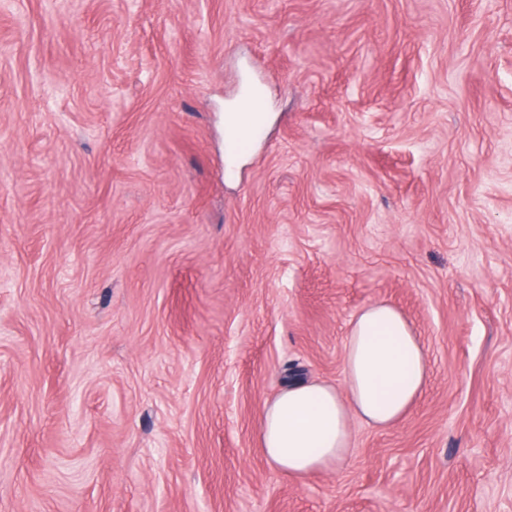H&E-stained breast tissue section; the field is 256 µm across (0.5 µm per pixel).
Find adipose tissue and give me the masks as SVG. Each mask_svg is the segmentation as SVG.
Listing matches in <instances>:
<instances>
[{"instance_id": "adipose-tissue-1", "label": "adipose tissue", "mask_w": 512, "mask_h": 512, "mask_svg": "<svg viewBox=\"0 0 512 512\" xmlns=\"http://www.w3.org/2000/svg\"><path fill=\"white\" fill-rule=\"evenodd\" d=\"M429 354L403 317L379 301L350 321L344 346V385H288L266 404L262 452L282 474L302 479L338 466L351 451L352 419L385 430L399 423L423 394Z\"/></svg>"}]
</instances>
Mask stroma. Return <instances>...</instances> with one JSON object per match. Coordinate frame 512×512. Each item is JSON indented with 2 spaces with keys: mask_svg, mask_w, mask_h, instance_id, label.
I'll use <instances>...</instances> for the list:
<instances>
[{
  "mask_svg": "<svg viewBox=\"0 0 512 512\" xmlns=\"http://www.w3.org/2000/svg\"><path fill=\"white\" fill-rule=\"evenodd\" d=\"M377 301L422 396L280 474ZM0 512H512V0H0Z\"/></svg>",
  "mask_w": 512,
  "mask_h": 512,
  "instance_id": "obj_1",
  "label": "stroma"
}]
</instances>
